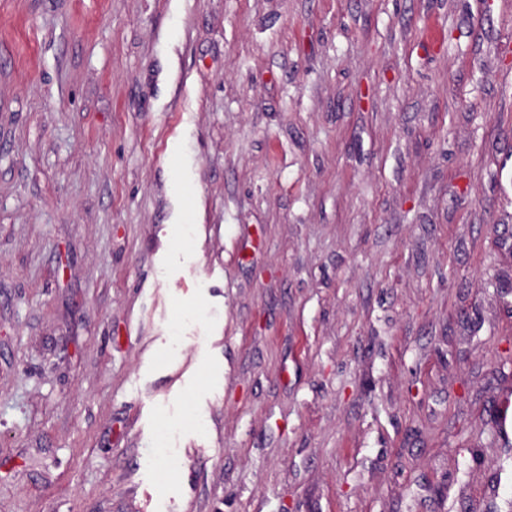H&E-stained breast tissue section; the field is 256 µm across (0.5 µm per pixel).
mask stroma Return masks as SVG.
I'll return each instance as SVG.
<instances>
[{
	"label": "stroma",
	"mask_w": 512,
	"mask_h": 512,
	"mask_svg": "<svg viewBox=\"0 0 512 512\" xmlns=\"http://www.w3.org/2000/svg\"><path fill=\"white\" fill-rule=\"evenodd\" d=\"M511 171L512 0H0V512H512Z\"/></svg>",
	"instance_id": "stroma-1"
}]
</instances>
